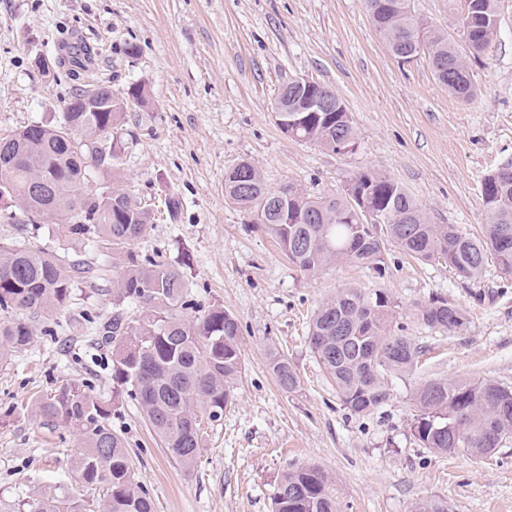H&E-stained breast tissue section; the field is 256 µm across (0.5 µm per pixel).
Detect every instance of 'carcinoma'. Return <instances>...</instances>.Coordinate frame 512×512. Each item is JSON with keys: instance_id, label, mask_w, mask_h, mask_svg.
I'll return each mask as SVG.
<instances>
[{"instance_id": "obj_1", "label": "carcinoma", "mask_w": 512, "mask_h": 512, "mask_svg": "<svg viewBox=\"0 0 512 512\" xmlns=\"http://www.w3.org/2000/svg\"><path fill=\"white\" fill-rule=\"evenodd\" d=\"M374 30L396 58L424 54L438 82L469 100L476 88L471 62L497 36L501 0H459L458 25L464 49L448 31L419 21L408 0H364ZM314 91L333 99L330 112H300L309 143L336 151L340 139L357 144L351 113L331 88ZM106 112H63L48 123L0 135V147L13 153L0 165V199L27 214L25 234L39 226H61L74 241L89 242L121 256L112 276V318L96 326L112 346V399L103 400L75 384L36 400L31 410L46 421L79 427L85 451L77 470L84 483L99 488L97 512H154L149 492L136 480L128 443L109 424L119 402L138 404L146 423L183 467L196 463L203 443V422H216L235 398L244 360L240 321L220 306L192 320L177 314L186 283L176 268L127 250L152 223L150 211L114 184L115 164L124 148L123 101L145 98V87L132 85L118 94L101 86ZM112 142L106 161L97 157L99 140ZM23 139L22 147L13 143ZM247 184L224 180L225 198L252 217L263 214L262 229L301 272L317 276L332 263L348 262L382 272L383 251L391 243L422 262L444 263L458 276L482 275L488 260L512 276V165L487 174L481 183L485 215L483 236L473 237L455 224H435L428 212L396 181L379 172H360L348 185L366 195L379 213L378 224L350 218L344 194L311 196L294 184L267 187L257 168L240 162ZM45 185L35 195L31 186ZM90 270L65 264L34 245L0 247V366L33 339L34 324L63 310L75 283ZM138 308L134 318L124 306ZM391 302L381 289L366 293L344 288L323 302L310 329V347L336 384L344 407L364 415L389 398L387 372L413 371L418 347L392 333ZM419 319L449 333L466 321L463 307L444 299L418 306ZM269 367L280 387L292 391L300 379L288 356L270 351ZM417 409L411 431L421 447L438 454L486 457L512 438V389L489 380H429L413 394ZM272 512H340L332 477L318 466L284 472L271 494ZM34 512H86L79 499L49 493Z\"/></svg>"}]
</instances>
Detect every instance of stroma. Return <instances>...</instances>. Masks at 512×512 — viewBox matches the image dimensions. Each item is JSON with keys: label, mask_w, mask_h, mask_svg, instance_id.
<instances>
[{"label": "stroma", "mask_w": 512, "mask_h": 512, "mask_svg": "<svg viewBox=\"0 0 512 512\" xmlns=\"http://www.w3.org/2000/svg\"><path fill=\"white\" fill-rule=\"evenodd\" d=\"M502 16L472 65L476 95L464 101L424 57L395 59L363 0H0V131L50 121L91 83L118 92L145 85V102L125 117L132 135L118 169L123 189L159 217L132 249L184 274L193 303L184 318L220 306L241 323L235 400L205 426L192 468L154 438L137 405L124 402L110 417L155 512H271L276 478L305 465L335 479L341 512H412L430 498L447 500L448 512H512V438L476 458L432 452L411 431L413 393L426 380L512 387V278L490 263L465 280L391 244L384 273L338 263L311 278L224 198L226 172L244 160L270 189L293 183L318 196L341 194L350 177L372 170L398 182L434 223L481 235V182L512 164V0ZM131 43L137 55L127 54ZM39 57L49 70L36 67ZM297 78L344 101L359 134L354 152L281 132L273 102ZM35 244L67 263L112 266L94 245L68 246L52 224ZM349 287L384 289L392 330L421 350L411 374L386 375L389 398L368 416L344 408L309 346L317 307ZM111 289L78 283L49 333L0 367V512H28L47 492L98 500L75 469L76 426L36 417L31 404L67 383L111 399L112 349L95 334L115 310ZM437 297L463 306L461 329L419 320L417 305ZM272 346L293 363L295 390L272 375Z\"/></svg>", "instance_id": "35a3bbf8"}]
</instances>
